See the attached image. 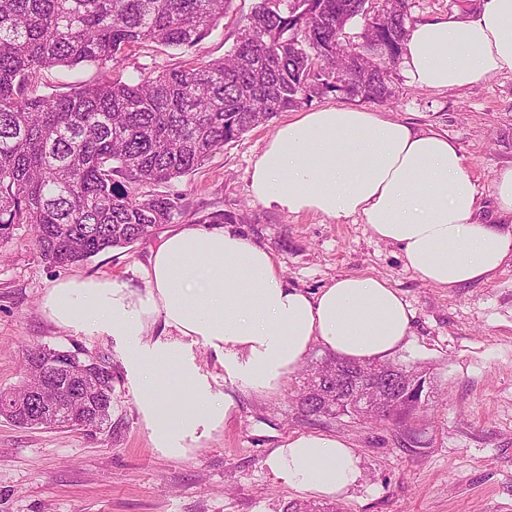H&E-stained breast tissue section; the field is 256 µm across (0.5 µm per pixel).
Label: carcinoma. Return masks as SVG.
I'll return each mask as SVG.
<instances>
[{
	"instance_id": "carcinoma-1",
	"label": "carcinoma",
	"mask_w": 512,
	"mask_h": 512,
	"mask_svg": "<svg viewBox=\"0 0 512 512\" xmlns=\"http://www.w3.org/2000/svg\"><path fill=\"white\" fill-rule=\"evenodd\" d=\"M231 0H0V241L29 226L40 258L71 266L126 248L182 213L180 198L141 188L168 183L225 144L328 93L383 103L394 94L391 68L407 35L406 0H256L222 59L144 73L103 75L68 93H38L52 67L121 61L146 42L192 47L224 18ZM363 22L353 39L345 29ZM383 46L386 54L371 51ZM201 224H242L214 212ZM71 352L26 349L25 382L0 391V418L19 427L96 431L111 422L112 369L75 360L61 389L72 413L39 421L29 403L55 385L54 367ZM394 364L333 356L306 370L293 400L305 416L363 422L360 371ZM284 512H340L290 502Z\"/></svg>"
}]
</instances>
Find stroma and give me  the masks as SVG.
<instances>
[{
	"label": "stroma",
	"instance_id": "1",
	"mask_svg": "<svg viewBox=\"0 0 512 512\" xmlns=\"http://www.w3.org/2000/svg\"><path fill=\"white\" fill-rule=\"evenodd\" d=\"M254 3L232 0L195 47L141 45L115 64L114 76L128 81L223 57ZM100 75L93 64L45 69L38 89L62 94ZM392 81L393 99L372 103V110L452 139L479 186L485 213H492L489 183L496 170L512 164V75L461 89H423L398 65ZM290 118L280 113L190 174L146 186L149 194L180 195L183 211L131 247L52 267L39 258L24 225L0 247V390L22 382V355L30 345L104 358L115 377L112 422L103 430L22 428L0 418V512H283L298 494L274 477L266 460L289 435L306 432L340 437L360 459L362 477L339 499L342 512H512V266L484 283L438 288L405 268L397 248L361 221L292 215L254 202L252 165ZM221 211L245 217L244 232L273 251L289 286L316 292L337 276L368 274L400 291L414 320L392 360L425 371L428 382L414 419L369 424L302 416L288 400L300 374L289 376L282 391L262 396L227 381L213 350L186 337L184 355L235 406L224 427L194 447L178 454L154 447L137 378L125 360L126 337L56 324L43 299L67 277H112L145 295L144 273L162 236Z\"/></svg>",
	"mask_w": 512,
	"mask_h": 512
}]
</instances>
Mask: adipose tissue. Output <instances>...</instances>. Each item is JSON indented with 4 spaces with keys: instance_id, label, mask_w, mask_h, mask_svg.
Wrapping results in <instances>:
<instances>
[{
    "instance_id": "adipose-tissue-1",
    "label": "adipose tissue",
    "mask_w": 512,
    "mask_h": 512,
    "mask_svg": "<svg viewBox=\"0 0 512 512\" xmlns=\"http://www.w3.org/2000/svg\"><path fill=\"white\" fill-rule=\"evenodd\" d=\"M402 64L425 89L469 87L512 74V0H480L468 14L410 27ZM252 199L290 214L357 217L398 247L404 266L439 288L492 278L512 263V166L496 171L486 217L459 147L366 108L299 113L268 140L250 173ZM146 294L109 278L57 282L44 307L57 323L129 337V363L155 448L173 454L217 430L234 401L182 356L181 337L211 348L228 377L277 392L313 345L346 360L381 361L407 342L414 313L385 279L337 276L309 293L288 286L272 251L245 233L187 224L153 250ZM167 340H150L155 324ZM267 465L314 498L339 499L359 481V458L324 433L288 436Z\"/></svg>"
}]
</instances>
